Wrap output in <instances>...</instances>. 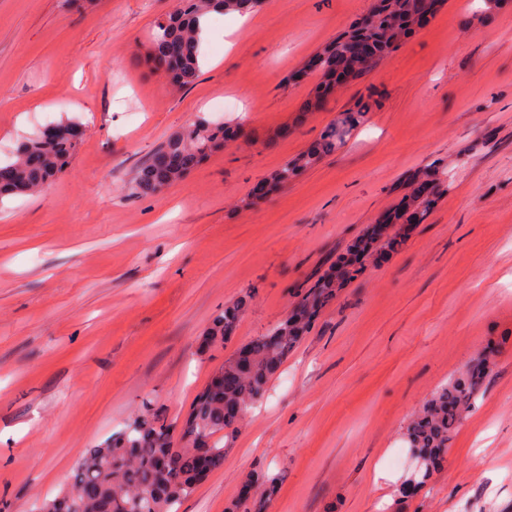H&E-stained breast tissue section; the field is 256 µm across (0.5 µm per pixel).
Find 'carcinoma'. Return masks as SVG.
<instances>
[{
  "label": "carcinoma",
  "instance_id": "carcinoma-1",
  "mask_svg": "<svg viewBox=\"0 0 512 512\" xmlns=\"http://www.w3.org/2000/svg\"><path fill=\"white\" fill-rule=\"evenodd\" d=\"M261 5L262 0H179L174 11L156 21L150 36L152 61L172 59L174 67L166 70L169 80L181 88L192 85L201 70V18L253 11ZM425 10L426 0H377L365 23L355 24L317 55L318 71L331 74L349 62L351 48L358 42H369L375 48L365 66L373 69L396 48L391 34L394 21ZM370 110V102L362 100L342 113L325 131L324 148L330 151L343 142ZM84 128L82 122L68 119L21 141L11 159L0 165V170L10 172L0 181V198L45 190L67 166L82 141L79 131ZM230 133L231 128L222 122L198 119L168 139L137 170L135 192L156 195L178 182ZM315 158L316 154L310 153L285 163L275 179L288 184ZM335 296V282L326 275L274 328L226 362L194 399L183 424L186 445L173 444L165 419L135 417L106 443L85 449L73 469L69 492L44 502L41 512H174L175 505L190 496L204 477L198 468L199 456H208L214 469L224 464V446L214 436L235 430L242 414L264 396L270 378L299 343L316 313ZM241 314L238 305L216 314L207 342L224 343ZM486 373V362L478 361L464 379L443 389L411 423L410 445L422 466L404 490L420 488L435 469Z\"/></svg>",
  "mask_w": 512,
  "mask_h": 512
}]
</instances>
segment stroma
Returning a JSON list of instances; mask_svg holds the SVG:
<instances>
[{
    "mask_svg": "<svg viewBox=\"0 0 512 512\" xmlns=\"http://www.w3.org/2000/svg\"><path fill=\"white\" fill-rule=\"evenodd\" d=\"M177 0H0V160L65 118L88 133L43 192L0 201V512L69 490L82 452L136 415L173 432L224 362L273 328L417 177L443 188L385 264L367 258L226 439L178 512H231L243 479L264 512H512V0H442L365 76L318 96L314 55L374 0H264L249 29L208 30L174 87L146 61ZM375 104L344 144L258 203L339 113ZM234 132L178 183L137 196V168L199 118ZM246 300L232 336H204ZM490 368L439 468L407 428L473 360Z\"/></svg>",
    "mask_w": 512,
    "mask_h": 512,
    "instance_id": "stroma-1",
    "label": "stroma"
}]
</instances>
